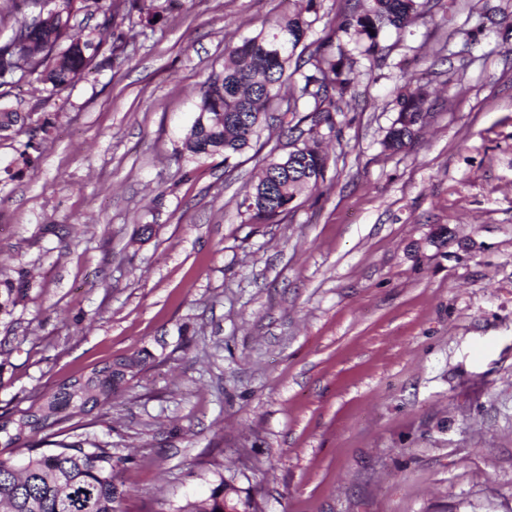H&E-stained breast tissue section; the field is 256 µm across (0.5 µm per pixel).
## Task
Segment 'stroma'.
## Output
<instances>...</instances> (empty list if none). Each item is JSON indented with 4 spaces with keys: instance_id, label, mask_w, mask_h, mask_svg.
I'll return each mask as SVG.
<instances>
[{
    "instance_id": "obj_1",
    "label": "stroma",
    "mask_w": 512,
    "mask_h": 512,
    "mask_svg": "<svg viewBox=\"0 0 512 512\" xmlns=\"http://www.w3.org/2000/svg\"><path fill=\"white\" fill-rule=\"evenodd\" d=\"M356 0H315L316 48ZM288 0H183L111 68L57 95L40 158L0 139V414L115 358H152L111 403L54 427L124 457L127 512L220 480L264 512H512V0L435 5L379 51L342 38L353 97L326 181L277 224L240 206L244 153H176L224 48ZM416 139L382 142L407 77ZM153 227L151 237L137 233ZM29 289V285L19 283L15 285L14 280L4 271L0 270V310H5L10 306H16L23 298L24 290Z\"/></svg>"
}]
</instances>
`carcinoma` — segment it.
Segmentation results:
<instances>
[{"mask_svg": "<svg viewBox=\"0 0 512 512\" xmlns=\"http://www.w3.org/2000/svg\"><path fill=\"white\" fill-rule=\"evenodd\" d=\"M178 0H5L3 24L9 30L0 40V87L33 79L50 93L61 91L90 72L112 67L128 46L119 31L124 22L153 28ZM417 0H366L362 12L352 14L339 31L353 33L364 52L378 50V36L386 26L406 27L418 14ZM100 17L88 30L77 22L80 13ZM310 22L290 11L267 23L255 35L224 48V66L203 82L196 112L205 123L185 132L179 149L191 157L224 156L234 159L248 150L259 155L269 144L261 140L266 129L288 136L291 151L275 156L268 151L263 169L240 206L253 224H274L293 209L303 189L318 190L326 179L329 157L324 138L336 133V115L352 87L351 70L334 36L307 58L296 54ZM296 92L280 95L283 85ZM426 95L410 77L398 97L399 111L383 146L399 151L411 143L425 118ZM304 116H299V113ZM30 116L0 107V132L27 135L20 157L31 162V152L42 141L28 130ZM29 285L15 284L0 270V310L17 305ZM150 355L134 353L84 377L83 394L92 405L107 404L113 386L122 387L142 374ZM73 394L60 388L38 396L25 410L14 413L27 426L25 434L0 432V447L26 449L20 460L0 459V512H124L126 491L116 483L123 459L112 448L87 439L59 442L43 449L44 430L67 419ZM238 490L221 481L210 497L189 503L178 512H237Z\"/></svg>", "mask_w": 512, "mask_h": 512, "instance_id": "1", "label": "carcinoma"}]
</instances>
